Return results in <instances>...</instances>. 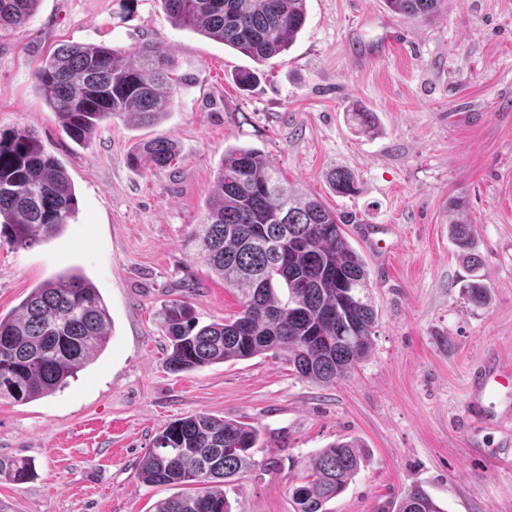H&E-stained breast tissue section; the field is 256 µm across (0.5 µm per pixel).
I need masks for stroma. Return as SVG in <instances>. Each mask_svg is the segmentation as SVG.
<instances>
[{
	"instance_id": "1",
	"label": "stroma",
	"mask_w": 512,
	"mask_h": 512,
	"mask_svg": "<svg viewBox=\"0 0 512 512\" xmlns=\"http://www.w3.org/2000/svg\"><path fill=\"white\" fill-rule=\"evenodd\" d=\"M289 50L260 65L172 25L159 0H40L0 29V129L27 127L66 168L79 210L31 247L0 237V316L70 268L112 318L103 352L67 386L28 403L0 400V458H27L30 480L0 479L10 512H151L171 494L139 463L172 421L209 413L260 432L253 469L224 492L232 512H294L291 487L315 454L358 440L365 466L330 512H395L423 487L444 512H512V0H448L423 22L385 0H307ZM166 43L179 78L150 127L103 122L74 143L35 88L36 68L68 43L132 53ZM253 71L246 86L236 77ZM373 115L372 132L352 113ZM167 138L179 159L132 168L133 146ZM251 146L289 184L354 216L377 312L370 354L322 386L283 358L170 372L157 311L192 304L200 324L233 316L232 290L184 242L202 223L225 150ZM343 167L357 191L334 193ZM468 203L489 287L477 308L448 237V202ZM494 381V394L475 391Z\"/></svg>"
}]
</instances>
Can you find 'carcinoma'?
<instances>
[{"label": "carcinoma", "instance_id": "carcinoma-1", "mask_svg": "<svg viewBox=\"0 0 512 512\" xmlns=\"http://www.w3.org/2000/svg\"><path fill=\"white\" fill-rule=\"evenodd\" d=\"M40 0H0V28L21 27ZM172 24L203 35L258 64L287 51L306 23V0H160ZM388 9L428 21L443 0H386ZM172 61L161 41L123 55L103 44H63L35 72L37 90L58 115L65 134L90 144L103 122L124 118L151 126L174 92ZM172 141H144L127 156L135 168L167 167ZM338 195L356 191L353 174L331 175ZM465 200L449 202L450 234L466 267L481 265L474 225L460 217ZM78 212V198L63 164L28 128L0 130V233L34 245L63 230ZM355 222L320 198L296 191L266 155L250 147L224 151L214 196L186 246L237 294L236 315L198 325L191 304L174 300L158 312L170 341L167 368L190 371L266 352L284 356L297 375L329 386L347 377L372 348L377 312L368 300V270L346 237ZM468 301L487 304L488 288L473 275ZM336 315L333 323L324 315ZM112 319L98 289L69 269L32 289L11 316L0 317V399L29 402L53 393L104 350ZM256 428L208 413L171 422L139 464L148 484L176 493L154 512H231L223 485L249 471ZM365 462L361 445L336 441L312 459L303 483L292 487L295 512H327ZM23 458L0 459V476L21 482L31 475ZM397 512H443L423 488L413 487Z\"/></svg>", "mask_w": 512, "mask_h": 512}]
</instances>
